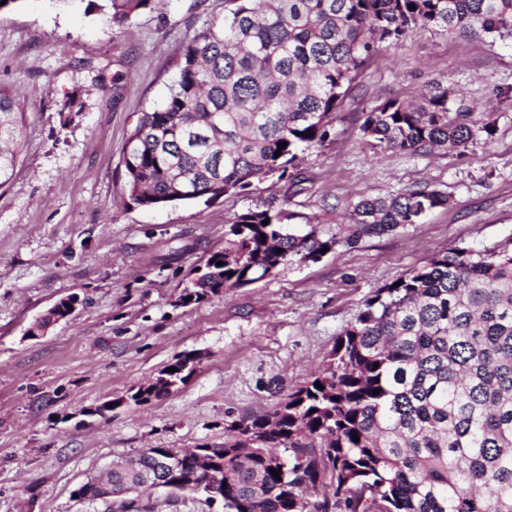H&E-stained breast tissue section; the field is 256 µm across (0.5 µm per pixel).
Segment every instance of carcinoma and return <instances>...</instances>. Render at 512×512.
<instances>
[{
    "label": "carcinoma",
    "instance_id": "obj_1",
    "mask_svg": "<svg viewBox=\"0 0 512 512\" xmlns=\"http://www.w3.org/2000/svg\"><path fill=\"white\" fill-rule=\"evenodd\" d=\"M108 2L123 21L150 0ZM225 2L224 17L186 38L163 104L143 113L125 143L128 198L137 206L247 198L264 181L298 185L300 154L329 140L384 43L432 30L512 40V0ZM23 117L13 92L0 87V186L20 160ZM494 125L473 128L471 113L451 111L448 90L435 85L417 100L372 107L361 131L383 153L427 155L461 153ZM448 204L423 182L361 197L328 237L316 224L287 223L283 207L249 208L229 222L224 248L193 268L181 301L317 262L325 248L419 224ZM72 303L60 300L27 333L46 332ZM192 361L176 357V371L161 370L128 401L170 394L187 383ZM274 414L273 424L268 415L233 423L224 445L183 454L171 478L176 491L218 500L225 512H512V237L439 254L377 290L323 368ZM172 452L147 448L129 462L154 469ZM133 483V470L113 466L74 494L92 493L93 512H152L150 493L135 506L110 497ZM319 486L328 495L312 503L308 493Z\"/></svg>",
    "mask_w": 512,
    "mask_h": 512
}]
</instances>
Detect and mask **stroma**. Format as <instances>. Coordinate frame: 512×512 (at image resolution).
<instances>
[{
    "label": "stroma",
    "mask_w": 512,
    "mask_h": 512,
    "mask_svg": "<svg viewBox=\"0 0 512 512\" xmlns=\"http://www.w3.org/2000/svg\"><path fill=\"white\" fill-rule=\"evenodd\" d=\"M224 0H151L115 22L107 0H18L0 10V86L25 107L23 150L0 187V512H87L73 495L112 459L147 448L224 442L227 424L273 411L322 366L374 292L435 255L512 236V45L420 33L384 47L289 194L295 223L336 229V206L425 181L448 206L421 223L285 265L252 285L180 305L191 268L224 245L229 218L279 197L144 209L127 197L122 153L142 112L176 77L188 35ZM492 139L464 152L374 155L361 114L431 84ZM82 111L63 113L71 96ZM69 295L71 316L31 323ZM186 352L185 385L136 406L127 397ZM105 416L94 409L103 401Z\"/></svg>",
    "instance_id": "35a3bbf8"
}]
</instances>
